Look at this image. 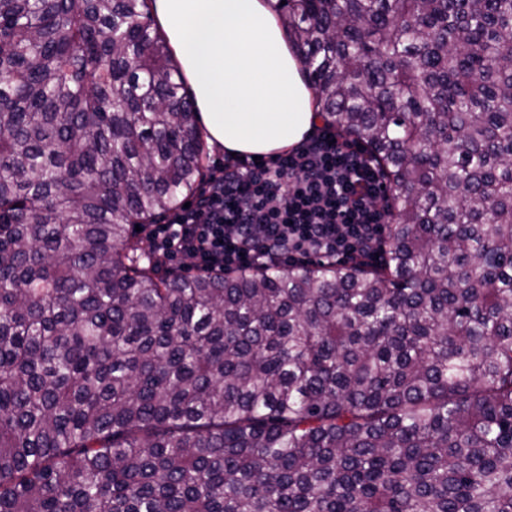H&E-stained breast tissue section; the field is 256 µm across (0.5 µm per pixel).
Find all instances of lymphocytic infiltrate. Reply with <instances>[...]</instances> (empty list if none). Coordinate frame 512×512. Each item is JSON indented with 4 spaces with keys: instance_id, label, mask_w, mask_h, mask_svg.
Segmentation results:
<instances>
[{
    "instance_id": "f902f5d3",
    "label": "lymphocytic infiltrate",
    "mask_w": 512,
    "mask_h": 512,
    "mask_svg": "<svg viewBox=\"0 0 512 512\" xmlns=\"http://www.w3.org/2000/svg\"><path fill=\"white\" fill-rule=\"evenodd\" d=\"M331 131L315 128L274 156L214 162L193 203L151 225L153 253L201 270L370 257L385 224L381 175L359 145Z\"/></svg>"
}]
</instances>
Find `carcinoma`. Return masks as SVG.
I'll list each match as a JSON object with an SVG mask.
<instances>
[{
	"label": "carcinoma",
	"instance_id": "carcinoma-1",
	"mask_svg": "<svg viewBox=\"0 0 512 512\" xmlns=\"http://www.w3.org/2000/svg\"><path fill=\"white\" fill-rule=\"evenodd\" d=\"M372 262L173 277L208 178L149 0H0V512H512V0H286Z\"/></svg>",
	"mask_w": 512,
	"mask_h": 512
}]
</instances>
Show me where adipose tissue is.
<instances>
[{
	"mask_svg": "<svg viewBox=\"0 0 512 512\" xmlns=\"http://www.w3.org/2000/svg\"><path fill=\"white\" fill-rule=\"evenodd\" d=\"M151 18L177 58L210 144L270 156L318 124L313 90L270 0H153Z\"/></svg>",
	"mask_w": 512,
	"mask_h": 512,
	"instance_id": "adipose-tissue-1",
	"label": "adipose tissue"
}]
</instances>
